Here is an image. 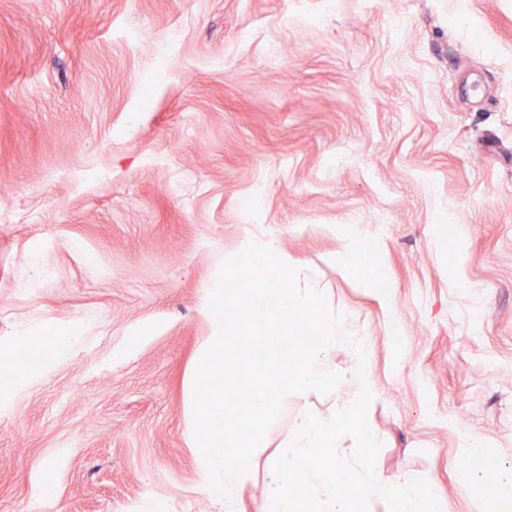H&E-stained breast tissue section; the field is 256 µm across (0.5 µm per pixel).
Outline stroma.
Here are the masks:
<instances>
[{"label":"stroma","instance_id":"35a3bbf8","mask_svg":"<svg viewBox=\"0 0 512 512\" xmlns=\"http://www.w3.org/2000/svg\"><path fill=\"white\" fill-rule=\"evenodd\" d=\"M252 233L365 336L379 480L492 512L460 463L473 437L512 464V0H0V345L27 367L23 337L78 338L0 393V512H224L186 380ZM356 236L389 307L330 263ZM294 414L238 512H263Z\"/></svg>","mask_w":512,"mask_h":512}]
</instances>
